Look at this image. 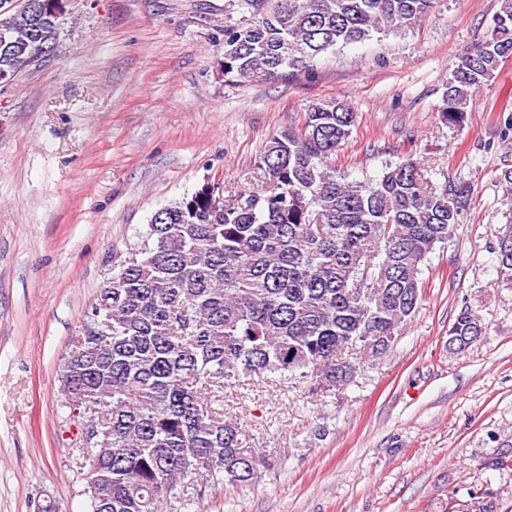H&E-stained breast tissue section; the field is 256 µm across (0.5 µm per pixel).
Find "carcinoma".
I'll list each match as a JSON object with an SVG mask.
<instances>
[{
    "mask_svg": "<svg viewBox=\"0 0 512 512\" xmlns=\"http://www.w3.org/2000/svg\"><path fill=\"white\" fill-rule=\"evenodd\" d=\"M436 0H238L250 14L224 26V76L275 80L330 48L404 32ZM59 17L23 3L0 10V73L28 66L36 34L56 43ZM512 58V0L485 39L458 57L439 107L462 125L476 93ZM500 137L512 140V86L501 90ZM346 101L308 106L300 128L273 135L259 157L265 181L217 203L205 183L157 210L132 257L91 304L64 357V402L102 413L85 460L91 512H161L175 488L246 485L266 454L224 419V390L289 378L331 395L357 364L387 351L420 298L422 265L468 202L465 184L432 187L406 161L367 182L336 178L331 159L351 135ZM512 283V234L495 247ZM485 333L470 311L449 337L463 349Z\"/></svg>",
    "mask_w": 512,
    "mask_h": 512,
    "instance_id": "1",
    "label": "carcinoma"
}]
</instances>
